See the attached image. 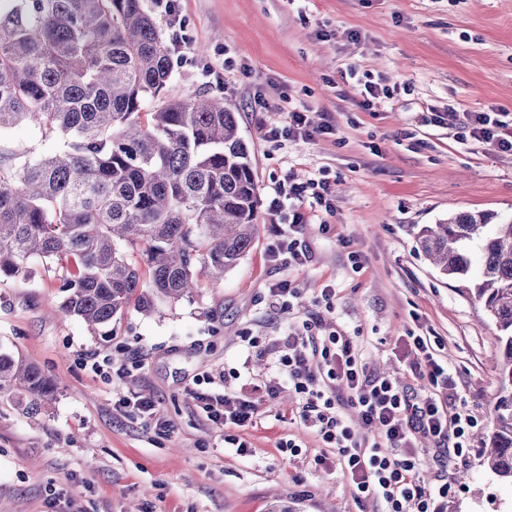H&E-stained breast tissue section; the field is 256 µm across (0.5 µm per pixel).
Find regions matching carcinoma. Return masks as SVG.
Listing matches in <instances>:
<instances>
[{
	"label": "carcinoma",
	"instance_id": "obj_1",
	"mask_svg": "<svg viewBox=\"0 0 512 512\" xmlns=\"http://www.w3.org/2000/svg\"><path fill=\"white\" fill-rule=\"evenodd\" d=\"M170 53L144 0H0V132L27 121L70 139L0 162V281L44 261L58 270L59 313L104 339L129 306L150 314L193 294L198 270L222 278L255 237L260 197L236 113L207 95L165 96ZM493 219L463 212L422 226L416 244L496 325L482 464L512 483V219ZM57 393L0 351V399L36 413Z\"/></svg>",
	"mask_w": 512,
	"mask_h": 512
}]
</instances>
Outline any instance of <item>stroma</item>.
Wrapping results in <instances>:
<instances>
[{"instance_id": "stroma-1", "label": "stroma", "mask_w": 512, "mask_h": 512, "mask_svg": "<svg viewBox=\"0 0 512 512\" xmlns=\"http://www.w3.org/2000/svg\"><path fill=\"white\" fill-rule=\"evenodd\" d=\"M194 65L174 66L168 94L205 92L234 110L260 194L250 251L221 282L136 309L109 341L58 315L62 294L41 261L0 282V350L39 366L59 395L37 417L0 401V504L9 512H381L356 500L339 470L316 466L323 444L299 421L295 397L257 396L246 437L254 454L225 453L222 429L191 390L204 377L232 394L275 375L269 347L314 320L350 336L373 372L407 380L404 336L430 337L476 418L463 455H449L452 490L440 512H512V483L482 464L478 433L492 425L499 390L497 334L478 302L442 278L415 234L460 212L512 215V155L470 138L471 112L512 113V0H178ZM223 68V85L199 69ZM377 98L364 97L366 82ZM328 114L332 133L263 136L289 109ZM455 112L458 124L445 115ZM57 140L34 124L0 134V150L37 158ZM323 181L331 209L308 217L296 266L269 253L288 227L272 221L283 184ZM289 281L292 307L269 288ZM336 290L333 308L320 303ZM259 348L249 345L250 339ZM107 364L94 372L92 363ZM152 398L167 424L116 410ZM300 445L297 456L282 442Z\"/></svg>"}]
</instances>
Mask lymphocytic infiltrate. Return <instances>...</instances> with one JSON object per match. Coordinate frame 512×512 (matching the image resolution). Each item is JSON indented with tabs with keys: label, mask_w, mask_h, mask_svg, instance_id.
Returning a JSON list of instances; mask_svg holds the SVG:
<instances>
[{
	"label": "lymphocytic infiltrate",
	"mask_w": 512,
	"mask_h": 512,
	"mask_svg": "<svg viewBox=\"0 0 512 512\" xmlns=\"http://www.w3.org/2000/svg\"><path fill=\"white\" fill-rule=\"evenodd\" d=\"M470 136L494 142L500 152L512 155V114L475 112L468 119ZM312 197L315 204L327 203L329 187L322 181L289 186L278 219L288 222L274 254H288L298 266L308 259L298 235L306 218L297 201ZM288 332L279 344L275 365L297 396V416L334 457H321V464L340 467L354 490L355 498L375 497L382 512H437L438 499L447 497V480L426 481L420 472L419 439L434 445L439 465H446L449 450H463L474 425L471 414L455 401L456 383L444 361L424 336H410L408 364L411 383L373 374L355 350L350 337L332 331L321 338V347L307 353L306 332ZM207 417L223 426L224 447L237 456L251 448L242 432L258 414L255 400L248 396L194 391ZM351 409L356 423H348L344 409Z\"/></svg>",
	"instance_id": "f902f5d3"
}]
</instances>
